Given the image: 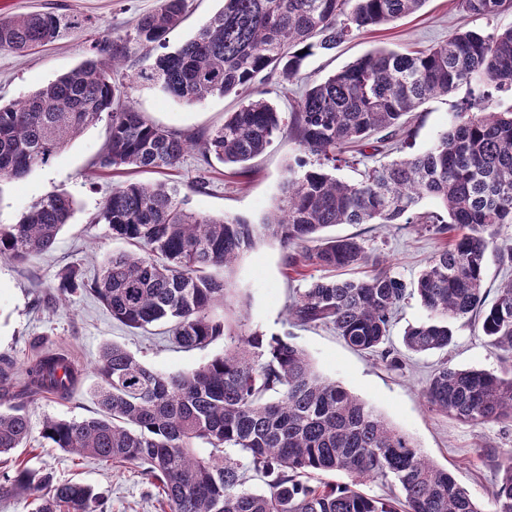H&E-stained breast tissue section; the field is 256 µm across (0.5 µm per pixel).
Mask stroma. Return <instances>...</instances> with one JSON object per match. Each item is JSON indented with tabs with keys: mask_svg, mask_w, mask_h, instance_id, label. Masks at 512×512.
Instances as JSON below:
<instances>
[{
	"mask_svg": "<svg viewBox=\"0 0 512 512\" xmlns=\"http://www.w3.org/2000/svg\"><path fill=\"white\" fill-rule=\"evenodd\" d=\"M157 4L158 0H0V14L53 11L67 25L51 44L24 54L0 51V104L24 99L93 55L97 46L108 47L120 39L126 42L125 73L131 77L153 65L162 50H175L194 36L222 8L223 0H188L183 22L167 34L162 49L129 38L138 18L152 12ZM461 27L506 29L512 27V10L474 19L458 11L456 0H426L413 15L359 32L337 49L307 58L293 82L258 81L254 89L286 116L311 84L368 52L378 48L400 52L428 48L446 42ZM124 92L153 123L187 133L206 132L223 124L225 113L235 111L241 100L240 95L231 93L188 106L159 88L131 80ZM472 94L469 86L462 85L447 95L424 101L410 116L412 153L427 150ZM105 141V123L89 126L23 179L0 184V224L19 223L51 193L68 194L75 201L72 218L49 252L23 264L0 260V357L12 360L21 370L42 352L60 350L81 371L70 398L43 394L29 402L30 440L10 457L0 456V475L14 474L21 466L52 474L60 482L91 485L105 497L108 512H161L157 490L140 467L80 459L48 447L40 435L45 419H82L95 414L97 405L91 390L98 382L96 369L104 345H120L165 374L195 369L224 352L220 338L201 348H180L169 341L167 327L161 323L144 330L128 328L113 320L89 292L65 300L58 296L55 285L60 270L77 265L90 279L107 257L129 248L127 242L113 238L106 224L96 220L113 188L138 178L134 172L96 167ZM302 155L301 147L282 130L274 135L266 151L251 161V178L236 176L230 165L216 161L205 164L198 151L191 149L175 168L147 174L146 179L177 185L194 212L212 217L235 215L258 224L279 197L289 166ZM202 175L207 183L199 190L195 184ZM325 233L359 236L370 251L387 259L392 273L408 281L418 277L442 244L441 236L421 224H339L326 228ZM287 256V248L268 239L239 258L225 274L232 288L226 320L242 322L246 333L293 336L321 376L339 383L409 435L425 456L450 470L484 512H489L498 474L483 459L482 452H512V426L496 422L474 426L450 419L428 407L423 389L440 358H447L449 365L459 369L498 372L505 351L491 346L480 324L466 318L455 322L454 342L447 355L408 351L403 344L405 330L427 318L415 296L401 303L390 332L389 346L402 360L398 368L388 366L378 356L351 349L331 328L289 323L287 306L307 282L299 276L289 277Z\"/></svg>",
	"mask_w": 512,
	"mask_h": 512,
	"instance_id": "35a3bbf8",
	"label": "stroma"
}]
</instances>
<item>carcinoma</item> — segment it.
Returning a JSON list of instances; mask_svg holds the SVG:
<instances>
[{"label":"carcinoma","mask_w":512,"mask_h":512,"mask_svg":"<svg viewBox=\"0 0 512 512\" xmlns=\"http://www.w3.org/2000/svg\"><path fill=\"white\" fill-rule=\"evenodd\" d=\"M426 0H224L197 34L154 65L131 76L187 105L246 90L262 76L292 81L303 62L335 49L361 30L420 9ZM469 17H488L512 0H457ZM186 0H158L140 17L134 38L162 44L178 26ZM53 13L0 14V51L23 52L54 41ZM125 53L114 41L110 57L92 55L26 99L0 105V183L19 180L45 164L85 128L107 120V140L97 159L106 170L161 171L196 149L251 173L282 118L267 99L246 95L224 124L201 135L151 122L123 100L115 79ZM478 89L456 119L422 154L367 170L357 183L329 173L347 152L364 154L376 131L404 141L406 116L425 100L460 85ZM512 92V28L460 29L442 44L399 53L376 49L301 95L288 136L311 160L288 170L279 199L260 224L239 216L214 218L186 208L177 187L128 182L112 190L98 216L112 237L135 247L104 261L85 280L71 266L57 275L60 296L86 290L131 329L169 325V340L201 347L224 336V355L178 375L158 372L107 344L92 394L95 417L47 419L42 438L71 454L143 468L158 489L163 512H483L453 474L431 463L415 443L371 405L323 378L290 334L263 341L236 332L216 309L228 306L226 279L207 273L229 269L265 239L290 249L288 265L371 266L361 279L311 278L288 307L295 325H330L353 350L396 366L382 349L394 314L419 297L427 320L403 338L415 353L444 351L453 323L476 317L492 345L512 355V279L491 305L484 288L488 254L512 266V246L498 244L499 227L512 224V106L491 110L493 92ZM441 202L448 223L414 213L420 200ZM74 212V201L52 193L17 224L0 225V258L22 263L48 251ZM435 224L443 244L416 280L406 282L384 266L356 236L325 238L336 224ZM27 399L65 397L79 371L63 352L48 350L26 369ZM13 388V363L0 358V393ZM429 407L471 425L512 424V364L497 375L441 362L424 389ZM30 425L24 404L0 411V455L26 445ZM206 444V454L198 450ZM499 480L490 512H512V453L496 457ZM264 480L260 493L245 488L247 473ZM339 472L346 483L321 475ZM394 480L387 497L362 489ZM42 489L36 512H100L102 496L81 482L19 469L0 478V499Z\"/></svg>","instance_id":"cac0c4a2"}]
</instances>
